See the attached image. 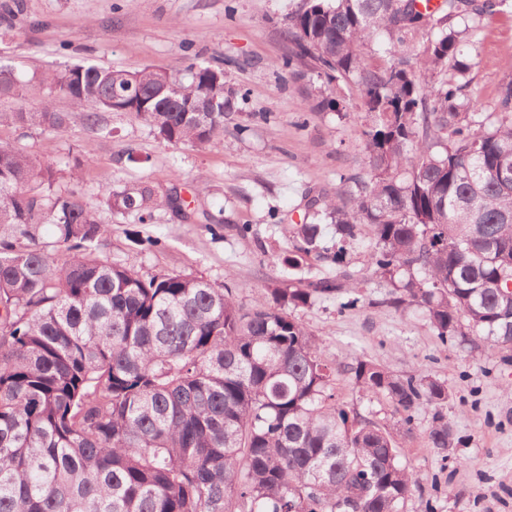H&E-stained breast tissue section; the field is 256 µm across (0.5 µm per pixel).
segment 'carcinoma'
<instances>
[{
  "label": "carcinoma",
  "instance_id": "carcinoma-1",
  "mask_svg": "<svg viewBox=\"0 0 512 512\" xmlns=\"http://www.w3.org/2000/svg\"><path fill=\"white\" fill-rule=\"evenodd\" d=\"M507 10L512 0H300L294 56L358 100L369 173L340 175L336 197L309 198L312 222L292 230L289 269L331 251L340 274L273 288L274 304L246 312L229 288L100 254L102 211L184 216L177 188L109 182L94 206L81 172L63 190L51 164L0 140V512H407L419 482L399 437L431 408L428 443L454 446L448 385L357 358L354 388L388 398L395 419L363 416L336 399V368L291 311L360 302L347 256L366 235L369 270L391 287L379 305L422 307L443 342L512 346V73L489 110L464 93L462 50ZM18 12L0 3L1 35ZM39 83L96 132L103 113L132 112L172 146L224 136L219 67L80 59ZM27 86L0 61V97ZM67 120L48 107L0 113V125L52 132ZM43 224L63 261L40 244Z\"/></svg>",
  "mask_w": 512,
  "mask_h": 512
}]
</instances>
